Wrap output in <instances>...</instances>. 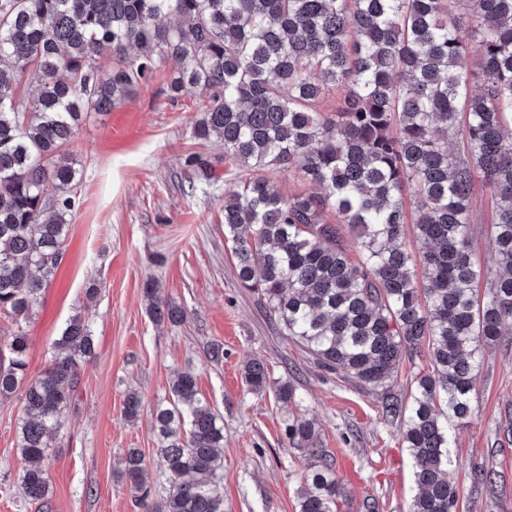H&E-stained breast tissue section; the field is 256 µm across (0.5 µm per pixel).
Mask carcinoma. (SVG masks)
I'll use <instances>...</instances> for the list:
<instances>
[{
	"label": "carcinoma",
	"instance_id": "cac0c4a2",
	"mask_svg": "<svg viewBox=\"0 0 512 512\" xmlns=\"http://www.w3.org/2000/svg\"><path fill=\"white\" fill-rule=\"evenodd\" d=\"M458 2L454 15L448 0H0V312L27 319L60 264L82 180L62 150L82 115L111 111L166 62L171 99L188 86L207 95L194 139H218L238 170L224 238L239 281L319 368L380 396L413 460L409 512H456L453 430L484 349L512 335V0ZM29 81L34 92L21 93ZM339 87L342 104L319 111ZM292 167L318 192L283 196L269 173ZM478 185L495 209L486 270L472 248ZM143 297L153 321H183L155 281ZM3 343L0 399L25 385L21 485L43 501L46 451L93 336L72 316L28 382L26 336ZM424 348L431 371L401 397L400 366ZM244 378L256 393L270 387L261 360ZM170 393L152 417L168 494L149 501L138 448L121 477L146 512H224V423L195 373H176ZM141 408L128 394L124 417ZM284 429L307 460L299 512H338L344 486L314 422Z\"/></svg>",
	"mask_w": 512,
	"mask_h": 512
}]
</instances>
